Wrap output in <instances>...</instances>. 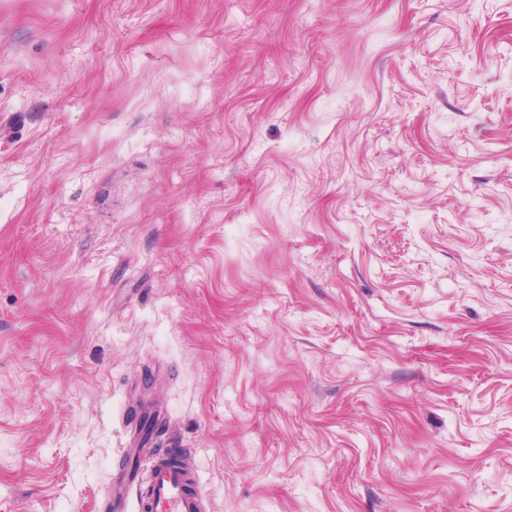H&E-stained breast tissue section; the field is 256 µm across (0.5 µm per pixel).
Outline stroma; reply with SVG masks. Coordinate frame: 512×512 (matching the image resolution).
<instances>
[{"label":"stroma","mask_w":512,"mask_h":512,"mask_svg":"<svg viewBox=\"0 0 512 512\" xmlns=\"http://www.w3.org/2000/svg\"><path fill=\"white\" fill-rule=\"evenodd\" d=\"M512 512V0H0V512ZM171 453L152 454L145 466L123 476L127 486L147 484V495L138 502L140 512H201L200 498L186 490L189 475L168 464Z\"/></svg>","instance_id":"35a3bbf8"}]
</instances>
